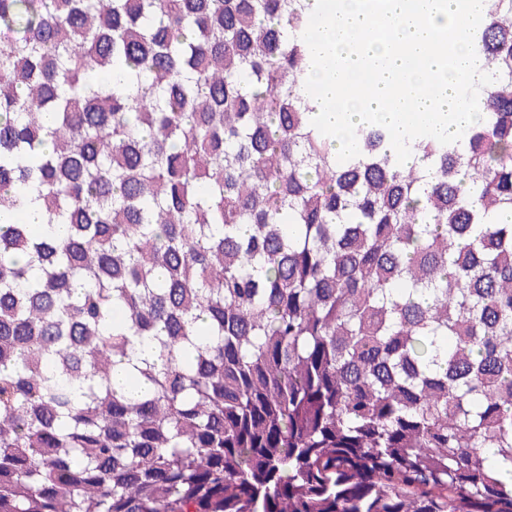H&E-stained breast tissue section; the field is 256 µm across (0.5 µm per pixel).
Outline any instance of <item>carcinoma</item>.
Here are the masks:
<instances>
[{
    "mask_svg": "<svg viewBox=\"0 0 512 512\" xmlns=\"http://www.w3.org/2000/svg\"><path fill=\"white\" fill-rule=\"evenodd\" d=\"M310 14L0 0V512H512V0L410 166L312 126Z\"/></svg>",
    "mask_w": 512,
    "mask_h": 512,
    "instance_id": "cac0c4a2",
    "label": "carcinoma"
}]
</instances>
